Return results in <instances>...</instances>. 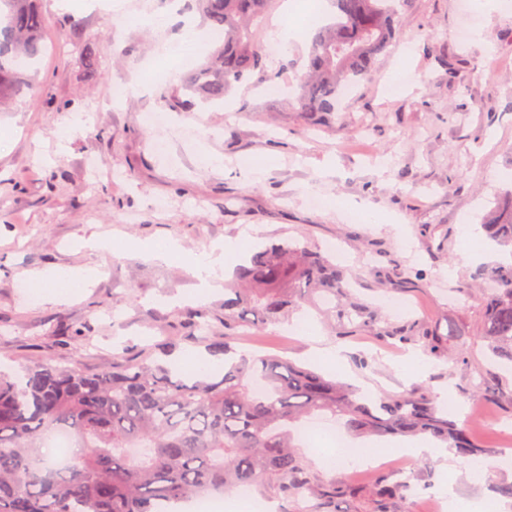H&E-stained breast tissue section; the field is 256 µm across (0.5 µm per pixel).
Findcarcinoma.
<instances>
[{
    "label": "carcinoma",
    "mask_w": 512,
    "mask_h": 512,
    "mask_svg": "<svg viewBox=\"0 0 512 512\" xmlns=\"http://www.w3.org/2000/svg\"><path fill=\"white\" fill-rule=\"evenodd\" d=\"M281 0H196L224 44L182 80L172 95L182 109L195 98L222 103L243 82L274 87L266 43ZM336 13L312 36L306 73L294 91L296 110L330 118L341 89L373 77V62L396 39L397 4L406 0H333ZM48 19L38 0H0V104L31 87L25 67L42 55ZM512 252V203L485 225ZM493 283L479 340L512 363V264L480 266L471 286ZM346 270L293 240L252 253L224 284V332L209 331L205 313L189 310L190 338L215 356L228 355L247 330L288 319L324 300L344 338L360 330L422 342L433 355L453 344L415 320L388 322L348 297ZM336 420L353 435L429 436L464 457L481 446L422 391L363 399L360 390L294 366L277 356L242 351L217 381L198 372L180 378L147 360L93 374L38 363L19 378L0 372V512H172L197 493L255 487L305 512H335L336 486L315 481L295 441L303 421ZM76 439L74 459L61 464L41 451L51 434ZM414 491L412 478H377L376 512Z\"/></svg>",
    "instance_id": "carcinoma-1"
}]
</instances>
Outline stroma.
Listing matches in <instances>:
<instances>
[{"label":"stroma","instance_id":"1","mask_svg":"<svg viewBox=\"0 0 512 512\" xmlns=\"http://www.w3.org/2000/svg\"><path fill=\"white\" fill-rule=\"evenodd\" d=\"M53 4L40 0L50 25L33 86L0 110V366L19 372L48 362L95 373L123 360L167 362L202 351L188 338L183 312L205 310L222 330L223 292L196 299L191 266L148 260L141 244L175 240L195 256L228 239L249 248L280 237L320 250L332 242L357 297L392 321L414 318L443 334L456 328L468 347L467 367L369 330L338 338L307 309L267 324L247 350L378 394L452 390L449 415L482 446L484 474L476 476L468 458L415 457L420 486L397 501L396 512H436L448 484L469 502L489 500L498 512H512V501L492 490L512 482V468L500 463L512 449V430L503 427L512 421V371L493 367L476 340L480 298L451 294L476 268L465 257V224L481 223L512 188V0H501L484 20L471 0H408L400 36L377 59L374 79L332 122L301 117L286 95L250 83L235 87L229 109H170L164 91L176 90L189 64L214 46L187 0H126L134 13L171 9L169 21L156 26L87 9L83 0L63 14ZM188 20L200 37L190 61L158 56ZM273 24L303 32L287 52L269 56L282 83H298L315 27L299 15L276 16ZM474 28L480 38H461ZM88 50L96 59L92 75ZM403 72L412 87L388 94L387 82ZM119 84L130 95L115 97ZM147 112L168 115L175 135L165 150L155 148L142 121ZM116 171L122 180L113 179ZM361 207L384 223L353 220ZM96 236L112 237L115 251L90 249ZM85 266L100 274L71 300L34 302L21 288L32 273ZM374 266L400 268L405 286L384 291ZM393 298L406 310L391 307ZM302 320L316 327L324 347L341 350V365L312 357L293 328ZM484 380L498 395H473ZM300 454L319 482L358 490V498L337 499L338 512H367L376 472L329 463L319 448Z\"/></svg>","mask_w":512,"mask_h":512}]
</instances>
